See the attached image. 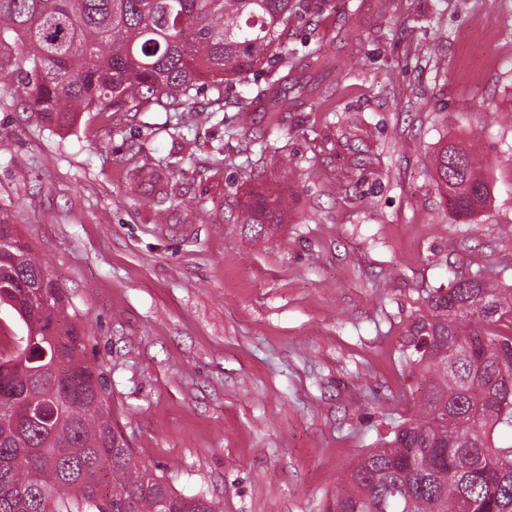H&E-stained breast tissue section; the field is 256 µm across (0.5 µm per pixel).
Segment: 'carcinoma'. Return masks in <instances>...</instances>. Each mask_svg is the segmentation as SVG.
Segmentation results:
<instances>
[{
  "label": "carcinoma",
  "instance_id": "carcinoma-1",
  "mask_svg": "<svg viewBox=\"0 0 512 512\" xmlns=\"http://www.w3.org/2000/svg\"><path fill=\"white\" fill-rule=\"evenodd\" d=\"M320 0H0V47L22 56L25 107L60 127L82 112L177 111L200 77L228 86L276 59L286 74L258 86L248 106L315 111L292 71L288 29ZM448 209L469 217L490 201L472 146L449 143L431 159ZM159 206H180L153 177ZM288 197L266 189L240 204L236 223L260 237L283 223ZM0 306L27 330L0 350V512H222L177 493L133 458L112 425L101 374L69 302L15 225L0 223ZM401 354L421 412L346 471L326 512H512V289L481 272L427 294Z\"/></svg>",
  "mask_w": 512,
  "mask_h": 512
}]
</instances>
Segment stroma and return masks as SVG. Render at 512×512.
Segmentation results:
<instances>
[{
	"mask_svg": "<svg viewBox=\"0 0 512 512\" xmlns=\"http://www.w3.org/2000/svg\"><path fill=\"white\" fill-rule=\"evenodd\" d=\"M348 7L294 24L293 45L323 41L330 64L300 74L321 108L274 129L245 100L276 63L222 95L200 78L176 112L69 129L0 77V219L68 297L136 461L223 512H324L417 411L399 346L427 293L475 259L512 288V0ZM452 140L479 148L493 187L465 220L430 180ZM142 167L182 203L166 223ZM258 184L288 197L261 238L233 221Z\"/></svg>",
	"mask_w": 512,
	"mask_h": 512,
	"instance_id": "1",
	"label": "stroma"
}]
</instances>
